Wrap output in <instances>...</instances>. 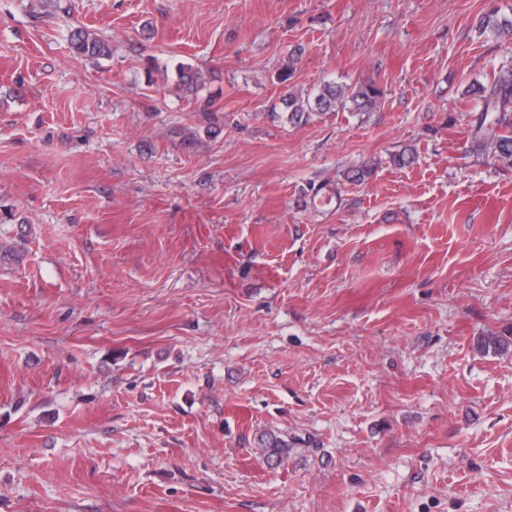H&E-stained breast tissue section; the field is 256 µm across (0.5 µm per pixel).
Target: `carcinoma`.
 Returning a JSON list of instances; mask_svg holds the SVG:
<instances>
[{
    "instance_id": "1",
    "label": "carcinoma",
    "mask_w": 512,
    "mask_h": 512,
    "mask_svg": "<svg viewBox=\"0 0 512 512\" xmlns=\"http://www.w3.org/2000/svg\"><path fill=\"white\" fill-rule=\"evenodd\" d=\"M480 30L492 31L498 35L512 33V19L500 18L497 12L484 17ZM74 53L81 58L98 59L108 57L111 48L108 43L95 33L80 30L72 35ZM178 88L194 92L202 86L200 73L192 65L182 63L176 70ZM294 77V58H289L288 65L281 72L279 81L285 84L286 91L282 101L288 112V121L300 122L312 114H324L339 110L369 112L375 109L382 95L375 82L368 81L355 85L326 82L315 92L301 91L289 84ZM473 95L480 102V117L473 134L472 148L480 153H487L497 161H512V78L497 79L491 85L478 84L472 88ZM375 164L363 162L349 168L344 179L363 183L372 174ZM331 196L326 204L336 199L338 187L332 180L313 183L307 190L311 201L319 200L325 191Z\"/></svg>"
}]
</instances>
